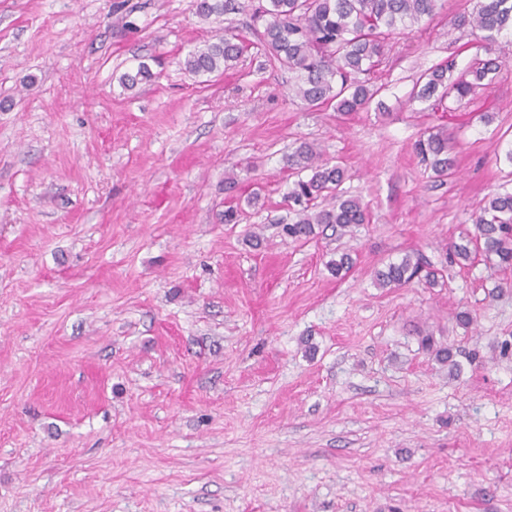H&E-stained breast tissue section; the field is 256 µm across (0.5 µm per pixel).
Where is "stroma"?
I'll return each mask as SVG.
<instances>
[{
  "instance_id": "stroma-1",
  "label": "stroma",
  "mask_w": 512,
  "mask_h": 512,
  "mask_svg": "<svg viewBox=\"0 0 512 512\" xmlns=\"http://www.w3.org/2000/svg\"><path fill=\"white\" fill-rule=\"evenodd\" d=\"M471 7L441 0L396 38L371 77L387 111L347 115L290 94L246 11L0 0V512H512V294L488 296L505 270L447 259L512 181V35L469 103L409 99L422 72L484 57L454 25ZM227 30L239 60L187 71ZM438 125L458 143L441 181L414 152ZM303 141L344 165L369 223L280 236ZM413 252L437 286H377ZM428 333L460 345L458 375ZM421 348L427 352H431L434 358L442 365H448L449 372H456L459 368L458 349L454 343L435 345L432 336H423L420 340Z\"/></svg>"
}]
</instances>
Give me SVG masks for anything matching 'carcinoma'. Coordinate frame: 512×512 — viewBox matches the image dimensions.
Returning <instances> with one entry per match:
<instances>
[{"mask_svg": "<svg viewBox=\"0 0 512 512\" xmlns=\"http://www.w3.org/2000/svg\"><path fill=\"white\" fill-rule=\"evenodd\" d=\"M242 9L239 0H197L196 14L208 19ZM438 0H264L253 8V17L263 21L257 37L267 61L288 68L295 75L292 95L310 107L332 102L336 111L347 114L384 107L376 97L382 87L368 82V76L384 57L388 41L395 35H408L412 27L431 19ZM456 27L469 29L484 44L488 58L474 60L468 77H451L455 62L450 60L422 73L410 98L428 102L432 110H447V102L459 105L483 82H492L500 68L499 59L490 57L498 38L512 32V0H473L470 10L456 17ZM243 51L237 35L229 32L216 41L190 52L186 69L196 75L224 71V64L235 62ZM455 143L447 129H429L414 144L425 169L435 178L452 173ZM288 168L297 174L284 201L295 220L281 225L282 236L307 241L322 227H332L342 236L351 228L368 221V205L358 197L344 194L342 185L347 170L322 158V152L308 142L300 143L288 154ZM331 197L329 208L318 200ZM474 230L460 231L458 240L448 247L449 262L465 266L471 262L473 249L498 267H512V191L507 189L488 196L472 213ZM353 266L347 253L327 263L330 274L339 276ZM438 270L416 254H406L398 262H388L375 272L381 288H400L414 280L433 287L438 284ZM421 348L448 371L459 368L455 344L435 345L433 337L424 336Z\"/></svg>", "mask_w": 512, "mask_h": 512, "instance_id": "carcinoma-1", "label": "carcinoma"}]
</instances>
